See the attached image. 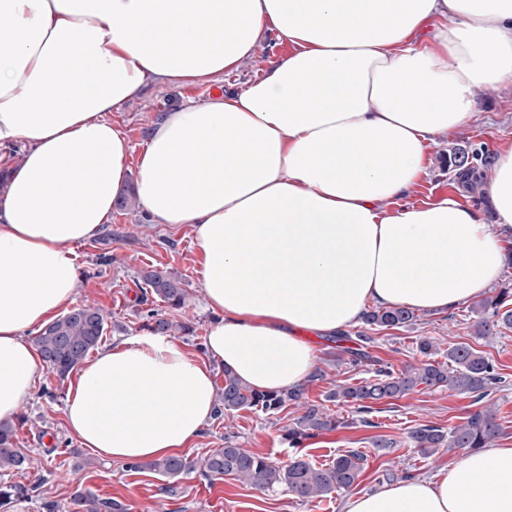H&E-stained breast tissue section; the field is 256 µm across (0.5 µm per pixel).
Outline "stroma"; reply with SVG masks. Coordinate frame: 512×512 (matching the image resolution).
Instances as JSON below:
<instances>
[{"label": "stroma", "mask_w": 512, "mask_h": 512, "mask_svg": "<svg viewBox=\"0 0 512 512\" xmlns=\"http://www.w3.org/2000/svg\"><path fill=\"white\" fill-rule=\"evenodd\" d=\"M290 50L288 42L277 40L274 33H265L236 73H218L209 83L193 87L149 85L120 112L114 113L113 119L125 133L133 155H140L150 127L164 113L187 103L206 105L224 91L245 92L256 77ZM473 97L476 110L470 119L428 142L427 173L411 195V203H433L453 195L466 205L487 207V194L471 193L462 180L449 172L448 155L459 147L492 154L499 147L512 144V88L479 85L474 88ZM75 250L79 270L74 302L93 303L110 313L112 328L107 332V341L143 335L145 313L152 309L192 326V333L178 337L190 352H197L199 345L205 343L213 316L204 309L199 282L200 254L189 229L176 230L165 224L149 223L143 207L135 200L127 209H114L111 223L89 240L77 244ZM147 268L182 278L188 292L184 308L173 309L156 299L140 303L144 290L140 273ZM476 322L468 302L445 313L423 311L412 325L375 330L370 353L380 364L397 369L420 360L417 345L425 338L443 344L466 342L481 351L507 379L506 386L494 390L488 402L494 406L502 426L495 447L512 448V328L494 326L488 335L480 336L476 333ZM311 342L324 377L308 384L309 401L321 402L332 385L353 383L370 376L371 366L352 367L333 362L328 338L315 336ZM50 385L54 386L55 394L48 397L43 389ZM67 394V386H55L53 377L45 373L21 408L28 420L16 426L15 441L32 458L33 464L22 472L0 474V483L22 490L10 512H70L73 494L79 489L120 500L131 512H343L350 497L381 490L388 486L390 477L399 478L406 473L415 478L429 477L455 462L462 454L461 449H441L424 456L412 447L408 433L422 424L445 429L457 426L475 409L472 395L434 388L378 405L371 415L374 425L369 428L356 420L349 407L336 405L333 413L347 418L348 427L320 434L295 448L288 446L283 438L285 427L298 415L295 408L276 415L231 412L213 421L185 449V456L198 458L223 448L225 437L230 435L239 447L283 464L294 457L328 464L337 455L357 449L367 456L358 484L336 497L306 504L282 490L263 494L229 478L209 480L192 474L181 481L180 495L167 502L161 494L164 477L148 470L129 469L126 462L100 456L82 446L66 425ZM379 439L387 440V447H376Z\"/></svg>", "instance_id": "35a3bbf8"}]
</instances>
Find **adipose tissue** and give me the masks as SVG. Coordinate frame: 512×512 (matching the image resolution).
I'll list each match as a JSON object with an SVG mask.
<instances>
[{
  "label": "adipose tissue",
  "mask_w": 512,
  "mask_h": 512,
  "mask_svg": "<svg viewBox=\"0 0 512 512\" xmlns=\"http://www.w3.org/2000/svg\"><path fill=\"white\" fill-rule=\"evenodd\" d=\"M266 30L291 52L244 93L165 113L131 160L110 113L151 83L235 72ZM487 83L512 87V0H0V157L26 146L0 193V423L44 369L30 332L74 299L76 244L109 223L133 170L151 223L189 226L213 321L202 358L150 333L82 364L64 414L100 455L188 447L217 413L213 364L279 391L314 368L304 333L335 335L372 305L484 295L512 229V145L493 157L492 219L405 197L428 142ZM345 512H512V448Z\"/></svg>",
  "instance_id": "1"
}]
</instances>
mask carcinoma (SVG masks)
<instances>
[{"label": "carcinoma", "mask_w": 512, "mask_h": 512, "mask_svg": "<svg viewBox=\"0 0 512 512\" xmlns=\"http://www.w3.org/2000/svg\"><path fill=\"white\" fill-rule=\"evenodd\" d=\"M490 163L482 151H455L448 155V168L458 176L471 192L481 190L482 170ZM141 279L150 295L159 298L170 307L184 306L187 290L180 279L157 269L144 270ZM512 284L498 289L496 295L482 298L473 310L479 316L478 333L487 334L485 315L497 318L503 326L512 328ZM416 314L405 307L378 308L366 313L363 323L381 328H396L414 324ZM144 327L152 333L175 334L190 331V326L169 320L155 312L147 314ZM108 329V315L93 305H82L67 311L48 323L36 338L38 351L49 372L59 382L78 368L89 354L103 341ZM374 341L371 336H350L340 333L332 337L335 343L331 356L342 364L358 366L369 361L363 345ZM423 359L407 363L394 371L381 366L373 375L357 383H342L330 388L325 401L346 405L357 414H369L374 406L402 398L420 389L446 388L450 391L469 393L480 403L490 392L506 383V377L482 352L466 342L448 344L445 360L438 361L432 355L438 347L430 340L418 344ZM224 385L220 392L218 413L239 410H257L276 414L288 406L298 409L300 415L286 429L285 436L292 445L305 439L332 432L343 424L323 404L306 398V386L301 384L283 392L261 393L243 383L229 368L222 369ZM502 433L496 420V412L483 406L466 417V421L448 431L441 427L422 424L409 433L413 447L426 452L440 448H485ZM366 454L350 450L340 454L330 464L318 467L304 459L294 458L282 465L247 448L237 446L230 437L224 447L195 460L186 456L171 455L150 462H130L128 468L150 470L166 479L161 493L166 498L180 494L178 483L184 477L196 473L206 479L229 477L245 482L262 493L284 490L294 499L309 503L327 498L354 486L364 469ZM31 463L27 454L14 445V427L0 424V472L23 471ZM74 512H127L124 503L117 499L100 497L87 490H78L72 498Z\"/></svg>", "instance_id": "1"}]
</instances>
